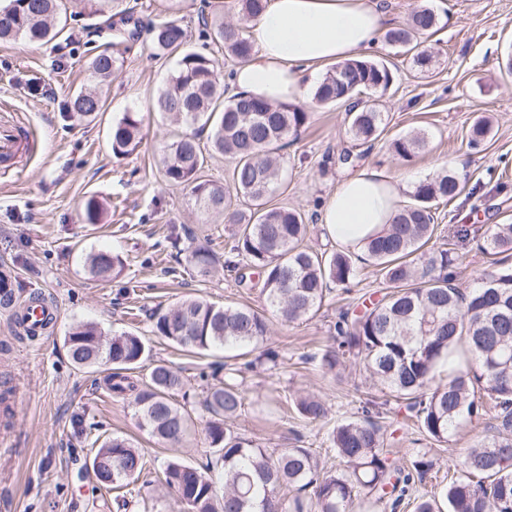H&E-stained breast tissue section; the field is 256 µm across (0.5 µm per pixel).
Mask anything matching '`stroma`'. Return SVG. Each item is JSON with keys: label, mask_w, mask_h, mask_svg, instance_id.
Returning a JSON list of instances; mask_svg holds the SVG:
<instances>
[{"label": "stroma", "mask_w": 512, "mask_h": 512, "mask_svg": "<svg viewBox=\"0 0 512 512\" xmlns=\"http://www.w3.org/2000/svg\"><path fill=\"white\" fill-rule=\"evenodd\" d=\"M380 2L394 28L404 25L419 4L437 11L440 24L425 43L431 65L419 68L410 56L377 44L371 56L391 68L394 83L379 99L387 127L370 148L352 140L344 105L304 101L312 117L285 151L286 191L276 201L305 213L306 246L329 252L336 244L319 222L320 207L355 167L368 164L399 177L406 198L418 181L452 164L464 189L455 200L439 204L429 245L452 249L457 280L468 287L494 268L493 256L481 249L487 228L512 222V73L507 70L512 0ZM123 5L140 21L136 35L118 33L111 16L84 13L78 0H68L67 27L58 39L46 45L0 44V121L16 127L22 152L18 163L0 164V271L16 274L17 299L39 295L58 312L54 327L33 339L17 334L10 317L0 312V393L10 407L8 414L0 413V512H184L161 485L160 467L173 456L205 463L202 430L175 447L158 444L139 427L128 400L107 390L109 368L76 367L65 338L79 322L97 324L108 335L134 332L149 348L136 376L168 363L197 402L204 374L223 363L224 355L181 351L155 335L153 313L186 297L265 309L260 283L237 286L229 272L205 280L187 260L193 242L223 253L235 227L200 214L190 189L168 185L161 172L163 143L178 127L155 112L154 102L177 57L156 55L149 26L168 18L170 0H124ZM230 5L231 0H182L180 11L189 46L204 49L226 72L236 62L223 47L203 45L198 16L229 12ZM104 50L117 63L103 108L94 120L74 118L72 97L87 87L88 66ZM129 110L143 117L142 143L134 154L117 157L112 126ZM481 115L491 118L492 131L472 149L466 134ZM413 131L425 133L427 146L408 161L394 156L391 141ZM347 151L355 154L354 165L339 163ZM92 195L105 205L103 223L83 221L82 204ZM171 232L178 234L179 247L168 241ZM97 251L123 258L119 278L102 282L88 273L85 257ZM379 287V273L368 267L350 293L332 291L313 317L293 324L271 319L263 345L279 351L282 363L272 373L247 374L245 411L234 423L238 432L268 448L301 446L318 452L329 427L357 416L363 402L371 400L383 406L392 457L404 461L426 447L445 462L492 429L496 414L489 409L447 445H429L405 409L387 404V389L359 367L350 365L335 375L311 361V354L327 345L340 312ZM308 393L326 400L324 422L308 423L293 412L283 421L265 411L269 396L288 405ZM113 435L130 439L146 460L138 480L117 492L103 489L91 468L94 441Z\"/></svg>", "instance_id": "35a3bbf8"}]
</instances>
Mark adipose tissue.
Masks as SVG:
<instances>
[{
	"label": "adipose tissue",
	"mask_w": 512,
	"mask_h": 512,
	"mask_svg": "<svg viewBox=\"0 0 512 512\" xmlns=\"http://www.w3.org/2000/svg\"><path fill=\"white\" fill-rule=\"evenodd\" d=\"M384 22L377 0H270L250 30L256 52L236 68L231 83L271 103L303 101L306 74L365 54ZM399 184L382 170L362 167L329 195L319 222L336 243L363 254L369 237L391 222Z\"/></svg>",
	"instance_id": "1"
}]
</instances>
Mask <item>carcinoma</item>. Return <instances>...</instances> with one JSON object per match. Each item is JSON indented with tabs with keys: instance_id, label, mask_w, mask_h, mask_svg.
<instances>
[{
	"instance_id": "cac0c4a2",
	"label": "carcinoma",
	"mask_w": 512,
	"mask_h": 512,
	"mask_svg": "<svg viewBox=\"0 0 512 512\" xmlns=\"http://www.w3.org/2000/svg\"><path fill=\"white\" fill-rule=\"evenodd\" d=\"M80 2L94 14L110 9L118 23L138 30L133 14L120 9L122 0ZM267 3L239 0L236 20L203 13L200 36L224 46L243 64L255 53L251 24ZM63 10V0H9L0 12V41L48 43L64 29ZM438 23L435 10L423 5L406 25L385 32L384 40L404 54L413 53V63L424 68L432 55L419 49L421 38ZM150 33L157 53H179L157 95V112L176 124L208 131L210 150L233 162L229 182L223 183L203 178L205 156L198 134H177L162 149L163 175L170 185L190 188L201 214L240 225L224 252V268L241 285L261 274L267 307L294 323L316 314L331 286L347 289L358 276L359 263L376 267L385 288L381 298L360 311L340 314L334 346L308 360L334 373L348 361L361 363L370 378L414 413L419 433L438 444L481 418L486 404L493 405L498 409L496 430L450 460L448 466L459 477L438 495L419 497L416 512H442L444 506L447 512H512V265L502 261L476 278L474 286L462 289L455 283V258L448 250L426 248L437 204L461 193L456 173L444 170L416 186L392 223L367 243L363 259L344 247L319 254L303 244L308 224L302 213L271 204L284 187L282 150L310 123L311 113L243 93L225 96L219 64L187 47L186 29L175 16L152 25ZM115 67L116 59L104 51L90 62L89 77L104 81ZM392 82L393 73L382 62L347 60L326 72L313 100L349 104V134L372 144L384 131L376 94ZM101 109V99L92 91L73 96L71 110L78 117L92 118ZM141 130L140 114L124 113L112 126V153L135 152ZM491 130L489 117L477 118L467 133L469 147L478 148ZM426 145L424 133L412 132L392 140L390 148L408 159ZM104 214L97 197L86 199L85 223L99 224ZM482 249L490 255L512 253V223L491 225ZM188 259L202 276L214 268V254L207 247L192 249ZM86 266L104 282L120 277L124 269L119 256L105 251L89 254ZM154 332L187 352L202 353L256 344L269 326L248 306L221 307L189 297L155 314ZM65 344L80 368L112 366L110 390L130 400L138 425L157 441L178 444L194 427L192 413L172 400L184 383L171 366L155 364L138 383L126 375L148 353L141 337L130 332L108 337L97 325L79 322ZM239 373L228 368L199 402L208 442L206 464L163 463L164 484L187 512H352L359 494L370 512L376 507L394 512L437 466L425 451L402 464L390 458L387 434L369 401L361 415L337 423L327 435L325 452L341 460L339 470L324 469L309 448H264L245 440L230 425L244 406ZM295 408L310 422L327 417L326 402L317 395L298 398ZM145 465L144 455L120 436L104 441L91 459L97 478L110 489L129 486ZM288 488L297 495L279 496Z\"/></svg>"
}]
</instances>
